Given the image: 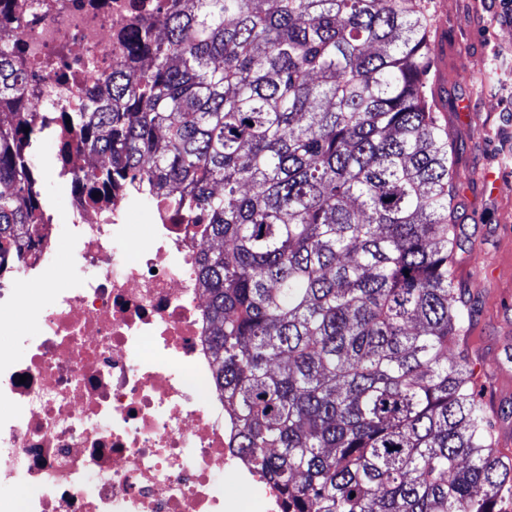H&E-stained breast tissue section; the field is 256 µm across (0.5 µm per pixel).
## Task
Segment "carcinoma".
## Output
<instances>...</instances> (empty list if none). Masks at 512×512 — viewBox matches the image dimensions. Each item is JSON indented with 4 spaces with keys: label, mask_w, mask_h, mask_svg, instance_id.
<instances>
[{
    "label": "carcinoma",
    "mask_w": 512,
    "mask_h": 512,
    "mask_svg": "<svg viewBox=\"0 0 512 512\" xmlns=\"http://www.w3.org/2000/svg\"><path fill=\"white\" fill-rule=\"evenodd\" d=\"M85 112L84 151L197 224L231 445L284 512H505L512 456L463 353L456 160L417 0H169ZM0 41V271L42 217Z\"/></svg>",
    "instance_id": "carcinoma-1"
}]
</instances>
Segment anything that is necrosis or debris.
Returning a JSON list of instances; mask_svg holds the SVG:
<instances>
[{
  "instance_id": "1",
  "label": "necrosis or debris",
  "mask_w": 512,
  "mask_h": 512,
  "mask_svg": "<svg viewBox=\"0 0 512 512\" xmlns=\"http://www.w3.org/2000/svg\"><path fill=\"white\" fill-rule=\"evenodd\" d=\"M163 0H0V40L28 82L27 111L59 143L70 183L65 220L44 215L0 281V496L22 512H283L274 485L231 448L214 368L195 226L152 207L131 235L127 195L90 198L77 130L88 91L123 64L138 24ZM72 266L58 260L62 242ZM43 281V295L25 286Z\"/></svg>"
}]
</instances>
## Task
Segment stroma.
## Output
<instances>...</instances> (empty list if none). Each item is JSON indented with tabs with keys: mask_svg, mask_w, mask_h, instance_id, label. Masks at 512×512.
<instances>
[{
	"mask_svg": "<svg viewBox=\"0 0 512 512\" xmlns=\"http://www.w3.org/2000/svg\"><path fill=\"white\" fill-rule=\"evenodd\" d=\"M434 94L452 128L456 203L463 227L454 276L472 296L466 341L476 391L497 419L495 437L512 448V15L502 0H428ZM58 145L39 134L33 149L44 209L64 214L69 187L57 175ZM499 174L488 183L486 172Z\"/></svg>",
	"mask_w": 512,
	"mask_h": 512,
	"instance_id": "stroma-1",
	"label": "stroma"
}]
</instances>
